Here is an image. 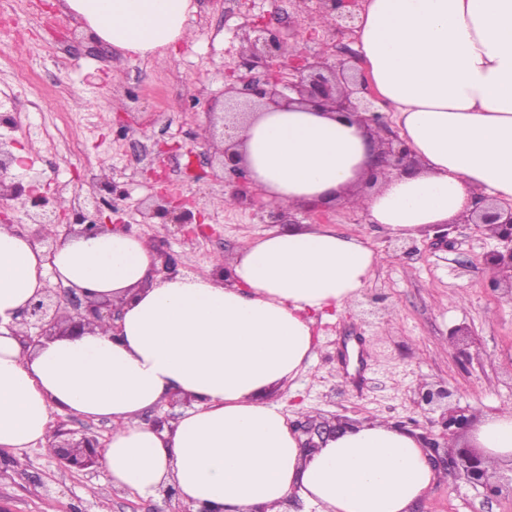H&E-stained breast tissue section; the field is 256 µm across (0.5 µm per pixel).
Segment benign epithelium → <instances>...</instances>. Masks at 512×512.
I'll list each match as a JSON object with an SVG mask.
<instances>
[{"instance_id":"obj_1","label":"benign epithelium","mask_w":512,"mask_h":512,"mask_svg":"<svg viewBox=\"0 0 512 512\" xmlns=\"http://www.w3.org/2000/svg\"><path fill=\"white\" fill-rule=\"evenodd\" d=\"M319 3L318 14L328 19L322 31L314 29L310 32L312 36L322 35L319 42L326 45L332 35H351L356 31L359 0H319ZM240 40V64L237 69L228 72V86L224 91L222 137H228L230 125L240 114L241 97L246 98L248 103L276 106H288L297 101L351 116L366 126L381 125L377 98L369 86L356 76L352 58H338L335 52L326 49L315 52L290 49L287 41L273 33L261 16L251 18L241 27ZM11 146L13 143L0 140V209L7 207L10 201L19 202L26 209V236L51 254L58 243L53 228L63 223L68 209L64 207V200H50L36 186L24 187L14 181L11 168L18 158L10 150ZM221 153L224 171L237 178L236 189L231 192L233 203L241 206L252 193L247 171L241 165V156L231 147L223 146ZM412 163L410 151L401 139L386 136L379 142L374 168L403 172ZM188 205L187 199L162 188L150 201L140 203L138 211L144 224L158 219L160 223L172 224L179 230L191 223L203 226L202 215H193ZM265 212L269 224L297 223L288 209L267 207ZM456 224H473L480 231H490V237L499 241L501 249L487 253L485 264L495 274V286L506 283V295L512 299V205L504 208L479 196L472 208L462 212L452 222L440 225V228L449 232ZM66 303V298L49 288L38 293L20 313L18 324L22 330L18 335L22 343L33 345L40 338L62 329L77 335L85 327L100 323L109 324L114 332L119 331L117 321L121 318V312L113 304L87 300L84 309L75 306L70 312L65 307ZM451 396L452 391L447 386L439 385L418 389L414 398V406L425 421L433 424L436 420L433 414H439L442 437L446 440L468 430L473 421V417L465 415L464 410L448 407ZM300 430L306 435L302 448L310 453L319 448L320 442L326 437L336 432V427L307 420ZM50 448L64 468L84 470L99 465L105 443L95 435H85L76 440L71 437L70 431L59 424ZM443 462L452 469L462 466L467 478L481 484L487 493L496 496L502 492L499 484L489 481L486 458L478 450L472 448L459 459L451 455L446 459H433V463L438 465Z\"/></svg>"}]
</instances>
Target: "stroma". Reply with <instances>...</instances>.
Returning a JSON list of instances; mask_svg holds the SVG:
<instances>
[{
    "label": "stroma",
    "instance_id": "stroma-1",
    "mask_svg": "<svg viewBox=\"0 0 512 512\" xmlns=\"http://www.w3.org/2000/svg\"><path fill=\"white\" fill-rule=\"evenodd\" d=\"M190 35L160 60L131 58L100 42L66 13L60 0H0L15 22L0 30V93L12 91L27 72L39 107L18 100L0 111V139L14 141L25 163L14 177L62 194L74 211L93 218L89 196L113 208V221L172 255L175 274L213 275L215 260L230 261L269 232L264 202L229 207L231 185L201 144L205 112L220 99L224 76L239 60L243 8L269 17L282 37L316 49L308 39L310 15L298 0H197ZM61 130L56 149L33 136L36 127ZM179 142L164 157L169 189L191 200L206 231L183 234L174 226L142 223L140 200L155 184L145 172L159 144ZM194 149L203 178L184 174ZM105 170L107 183L91 188L85 169ZM330 228L368 242L384 256L364 289L378 297L380 313L363 322L358 310L316 318L315 353L306 370L273 394L289 421L313 419L351 427L379 419L411 429L419 386L446 384L452 406L477 418L512 408V301L491 288L484 262L497 240L461 224L447 242L434 231L407 238L410 252L346 204L331 208ZM458 326L471 335L453 344ZM102 468L67 471L48 446L0 450V512H173L176 499L114 493ZM413 512H512V495L488 496L463 474L442 470Z\"/></svg>",
    "mask_w": 512,
    "mask_h": 512
}]
</instances>
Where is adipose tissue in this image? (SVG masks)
<instances>
[{"mask_svg": "<svg viewBox=\"0 0 512 512\" xmlns=\"http://www.w3.org/2000/svg\"><path fill=\"white\" fill-rule=\"evenodd\" d=\"M104 43L160 57L189 35L194 0H63ZM359 71L390 112L418 168L368 178L380 133L310 107L258 109L238 131L253 184L271 206L350 202L390 236L414 237L470 209L477 195L512 203V0H366ZM381 255L331 228L271 231L229 279L151 280L141 237L120 231L62 240L45 253L0 225V447L50 439L54 414L107 419L109 487L142 497L175 484L193 508L411 512L436 482L411 432L375 422L303 452L267 392L313 356L315 315L352 307ZM62 282L122 306L105 325L23 347L10 328L43 288ZM193 409L169 428L143 422L172 394ZM474 443L512 462V408L484 417Z\"/></svg>", "mask_w": 512, "mask_h": 512, "instance_id": "1", "label": "adipose tissue"}]
</instances>
